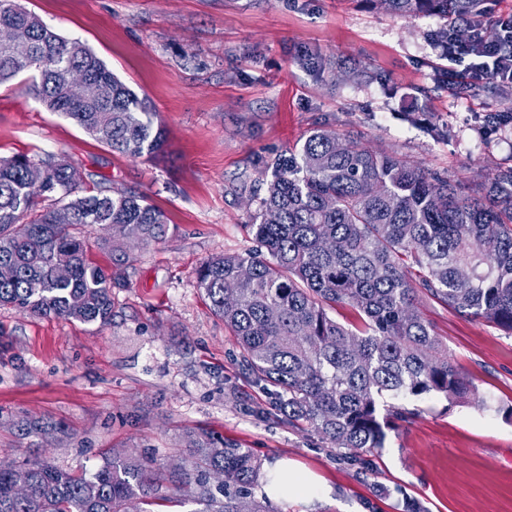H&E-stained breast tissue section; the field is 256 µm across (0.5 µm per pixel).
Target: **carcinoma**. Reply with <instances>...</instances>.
Returning a JSON list of instances; mask_svg holds the SVG:
<instances>
[{"label":"carcinoma","mask_w":512,"mask_h":512,"mask_svg":"<svg viewBox=\"0 0 512 512\" xmlns=\"http://www.w3.org/2000/svg\"><path fill=\"white\" fill-rule=\"evenodd\" d=\"M390 13L438 16L455 26L478 21L499 38L487 0H379ZM13 29L24 52L0 45V84L34 72L35 94L50 112L74 121L98 142L129 157L163 148L153 108L116 78L78 38L49 29L20 0H0V27ZM79 67L108 86L96 101L63 83ZM315 129L279 160L249 230L268 258L216 254L197 272V287L224 320L244 365L276 388L275 405L343 459L370 466L386 430L413 412L402 396L436 394L487 409L448 359L417 307L418 292L512 335V167L480 191L385 150ZM46 182L28 181V156L0 157V305L82 323L112 321V278L88 255L83 229L129 243L162 240L167 219L132 191L75 195L81 172L64 159L39 160ZM69 267L59 280L54 269ZM349 304L364 316L354 331L328 309ZM171 471L192 512H272L254 488L261 462L238 443L199 434ZM165 466L155 458L112 455L90 475L48 462L0 468V512H151Z\"/></svg>","instance_id":"carcinoma-1"}]
</instances>
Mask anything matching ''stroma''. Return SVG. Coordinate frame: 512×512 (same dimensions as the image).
Segmentation results:
<instances>
[{"mask_svg":"<svg viewBox=\"0 0 512 512\" xmlns=\"http://www.w3.org/2000/svg\"><path fill=\"white\" fill-rule=\"evenodd\" d=\"M59 35L84 42L166 134L163 153L112 152L48 111L23 79L0 85V157L53 155L93 189L143 194L164 212L162 241L112 251L98 229L91 258L112 274V321L100 326L0 306V461L50 460L94 472L105 456L162 462L195 433L224 437L269 464L286 457L321 475L317 497L277 512H512V336L420 296L448 357L488 407L434 395L404 399L415 418L388 430L372 473L278 416L245 374L197 270L217 253L256 249L248 231L278 159L324 127L478 187L512 165V123L486 126L512 99L450 95L435 16L399 17L371 0H23ZM339 70L320 67V60ZM367 70L354 82L346 71ZM414 112L417 123L403 115ZM447 128L444 138L432 127ZM37 420L51 434H23Z\"/></svg>","mask_w":512,"mask_h":512,"instance_id":"obj_1","label":"stroma"}]
</instances>
